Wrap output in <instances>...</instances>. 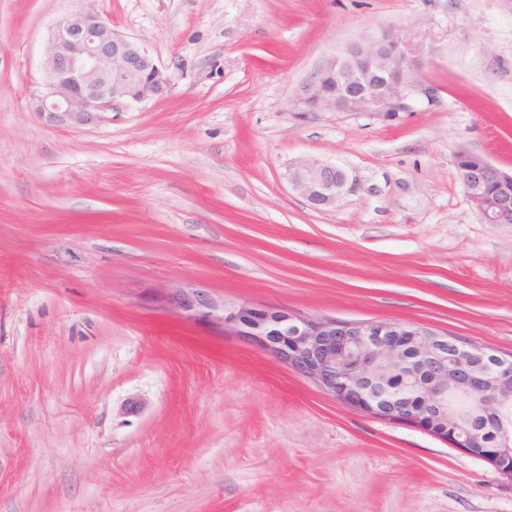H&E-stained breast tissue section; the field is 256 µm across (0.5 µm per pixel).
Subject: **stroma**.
Here are the masks:
<instances>
[{"instance_id":"35a3bbf8","label":"stroma","mask_w":512,"mask_h":512,"mask_svg":"<svg viewBox=\"0 0 512 512\" xmlns=\"http://www.w3.org/2000/svg\"><path fill=\"white\" fill-rule=\"evenodd\" d=\"M77 0H0V512H512V478L322 390L166 294L387 321L512 356V0H95L170 92L97 126L31 110ZM431 53L407 110L307 112L328 57L394 25ZM315 157L354 181L317 210ZM454 165L458 181L482 220L487 224H511L512 173L471 151L456 156ZM288 183L312 207L320 210L335 207L351 188L345 171L319 158L301 159L291 164Z\"/></svg>"}]
</instances>
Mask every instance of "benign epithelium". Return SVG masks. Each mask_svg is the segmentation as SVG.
Instances as JSON below:
<instances>
[{"label": "benign epithelium", "mask_w": 512, "mask_h": 512, "mask_svg": "<svg viewBox=\"0 0 512 512\" xmlns=\"http://www.w3.org/2000/svg\"><path fill=\"white\" fill-rule=\"evenodd\" d=\"M428 54L403 28H389L327 58L300 103L310 112H400L423 91L417 75ZM41 70L33 111L50 125L74 129L97 125L116 106L150 101L171 87L150 51L116 32L92 0L56 20ZM454 165L482 220L511 224L512 173L471 151L455 157ZM288 183L320 210L350 191L345 171L319 158L291 164ZM168 302L202 317L214 309L208 299L183 290ZM220 320L339 401L421 428L512 477V426L502 416L512 404V360L410 324L338 322L250 304L224 305ZM475 394L484 399L479 411L450 403Z\"/></svg>", "instance_id": "obj_1"}]
</instances>
